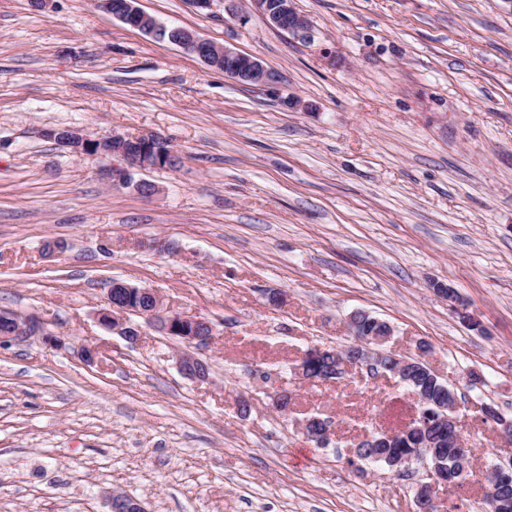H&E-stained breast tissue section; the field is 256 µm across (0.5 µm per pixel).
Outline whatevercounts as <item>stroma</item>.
<instances>
[{"instance_id":"35a3bbf8","label":"stroma","mask_w":512,"mask_h":512,"mask_svg":"<svg viewBox=\"0 0 512 512\" xmlns=\"http://www.w3.org/2000/svg\"><path fill=\"white\" fill-rule=\"evenodd\" d=\"M139 6L280 81L238 85L94 0H0V310L41 326L0 345V512H109L113 488L147 512H416L422 463L354 460L365 433L412 421L408 389L364 366L293 373L309 348L353 343L355 311L390 323L401 356L430 344L474 471L512 460L481 412L512 416V0H294L308 40L251 0ZM66 126L156 133L180 162L136 173L146 194L113 180L121 160L45 135ZM159 237L178 251L148 248ZM116 280L213 323L192 349L208 381L184 378V342L145 318L133 344L99 323ZM313 415L326 447L300 431Z\"/></svg>"}]
</instances>
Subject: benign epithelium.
I'll return each mask as SVG.
<instances>
[{"label":"benign epithelium","instance_id":"obj_1","mask_svg":"<svg viewBox=\"0 0 512 512\" xmlns=\"http://www.w3.org/2000/svg\"><path fill=\"white\" fill-rule=\"evenodd\" d=\"M251 2L274 28L301 39L310 37L311 24L305 16L297 12L293 0ZM97 5L123 24L156 40L162 41L164 34H169L171 43L197 57L208 69L221 72L239 84L251 81L259 87L271 88L279 82L278 73L257 58L226 45H219L187 28L168 27L145 13L138 6V0H122L115 8L112 7V0H98ZM45 136L77 156L100 154L120 158L125 167L116 170L114 177L123 185L132 182V174L135 172L167 168L169 162L177 160L166 140L157 134L91 139L77 127H60L46 130ZM132 315L147 318L156 331L189 344L205 345L211 341L215 332L214 326L207 319L169 313L161 297L152 290L119 281L113 283L109 290L108 307L99 313L100 324L125 340L134 342L141 336V330L130 319ZM366 316L367 313L356 311L349 317L350 328L356 336L351 359L340 357L336 350L315 347L296 366L295 374L303 381L313 380L314 376L309 368L310 359L327 353L332 358V364L324 375L326 380L349 365L368 364L377 366L382 375L389 373L397 377L403 385L410 388L411 397L420 407V414L413 421L414 429L423 433L427 448L415 454L392 456L386 459L385 464L389 469L399 471L413 459L424 461L427 481L419 485L416 499L422 512H434L436 505L432 493L435 486L467 482L474 477L467 462L451 477L448 472L439 469L436 449L445 447L448 442L465 457L473 453V449L466 446L462 425L458 420L457 396L453 394L446 401H436L424 391L414 388V362L382 349V345L392 335L391 326L378 319L367 321ZM39 330L40 324L34 317L0 310V342L27 339L36 335ZM176 362L186 378L197 382L208 380L209 365L205 361L181 351L176 355ZM301 431L306 439L318 444H325L330 439V432L319 431L311 419L302 423ZM483 479L487 485L485 500L496 509L497 486L512 480V462L498 465L483 476ZM106 498L110 506L109 512H146L141 503L120 491L109 492Z\"/></svg>","mask_w":512,"mask_h":512}]
</instances>
